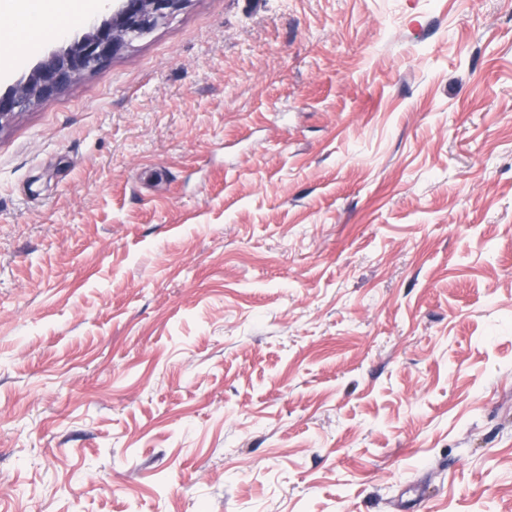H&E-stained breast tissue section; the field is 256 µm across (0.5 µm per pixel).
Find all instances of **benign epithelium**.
<instances>
[{
	"instance_id": "7a95c632",
	"label": "benign epithelium",
	"mask_w": 512,
	"mask_h": 512,
	"mask_svg": "<svg viewBox=\"0 0 512 512\" xmlns=\"http://www.w3.org/2000/svg\"><path fill=\"white\" fill-rule=\"evenodd\" d=\"M187 0H117L102 22L87 30L64 49L44 57L31 73L0 95V129L16 114L49 99L87 72L102 67L134 41L141 39Z\"/></svg>"
}]
</instances>
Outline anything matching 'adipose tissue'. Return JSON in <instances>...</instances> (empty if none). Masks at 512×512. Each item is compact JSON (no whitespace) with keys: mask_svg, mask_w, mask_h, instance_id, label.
Wrapping results in <instances>:
<instances>
[{"mask_svg":"<svg viewBox=\"0 0 512 512\" xmlns=\"http://www.w3.org/2000/svg\"><path fill=\"white\" fill-rule=\"evenodd\" d=\"M106 0H65L61 11L50 9L47 0H0V16L9 18L13 32L34 34L44 30L61 34L66 14L87 17L102 10Z\"/></svg>","mask_w":512,"mask_h":512,"instance_id":"adipose-tissue-1","label":"adipose tissue"}]
</instances>
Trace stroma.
I'll return each instance as SVG.
<instances>
[{
    "label": "stroma",
    "mask_w": 512,
    "mask_h": 512,
    "mask_svg": "<svg viewBox=\"0 0 512 512\" xmlns=\"http://www.w3.org/2000/svg\"><path fill=\"white\" fill-rule=\"evenodd\" d=\"M0 512H512V0H187L1 128Z\"/></svg>",
    "instance_id": "obj_1"
}]
</instances>
